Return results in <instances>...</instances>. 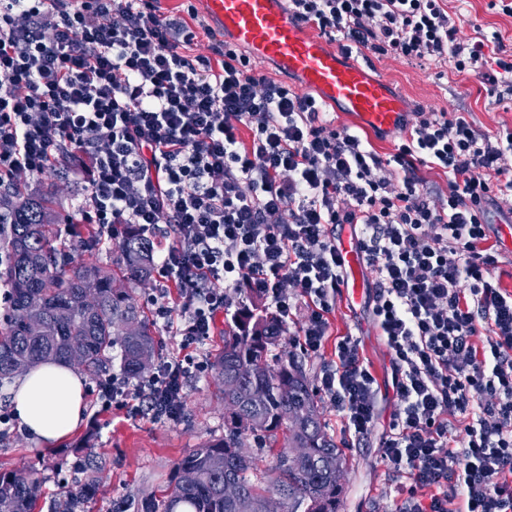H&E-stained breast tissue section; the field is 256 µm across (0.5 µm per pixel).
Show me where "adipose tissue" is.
<instances>
[{"label": "adipose tissue", "instance_id": "adipose-tissue-1", "mask_svg": "<svg viewBox=\"0 0 512 512\" xmlns=\"http://www.w3.org/2000/svg\"><path fill=\"white\" fill-rule=\"evenodd\" d=\"M86 380L60 362L39 363L10 389V405L21 430L43 448L56 446L84 419Z\"/></svg>", "mask_w": 512, "mask_h": 512}]
</instances>
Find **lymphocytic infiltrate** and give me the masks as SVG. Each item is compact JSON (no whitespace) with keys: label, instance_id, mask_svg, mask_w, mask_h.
Instances as JSON below:
<instances>
[{"label":"lymphocytic infiltrate","instance_id":"obj_1","mask_svg":"<svg viewBox=\"0 0 512 512\" xmlns=\"http://www.w3.org/2000/svg\"><path fill=\"white\" fill-rule=\"evenodd\" d=\"M287 2L343 52L448 64L512 96L501 35L464 38L443 0ZM196 37L159 0H0V184L67 157L88 183L83 223L154 239L169 224L176 238L157 273L184 300L181 322L163 301L155 317L180 351L149 377L98 380L103 409L178 420L186 376L204 366L192 349L245 294L282 324L305 303L298 344L319 354L344 280L336 227L351 224L399 401L381 439L412 479L399 512H512V291L492 276L486 219L512 204V130L490 137L464 113L419 111L386 158L216 34L208 54H186ZM424 166L447 175V193L425 188ZM317 392L355 437L374 430L375 378L353 338Z\"/></svg>","mask_w":512,"mask_h":512}]
</instances>
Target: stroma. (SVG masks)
Instances as JSON below:
<instances>
[{"label":"stroma","mask_w":512,"mask_h":512,"mask_svg":"<svg viewBox=\"0 0 512 512\" xmlns=\"http://www.w3.org/2000/svg\"><path fill=\"white\" fill-rule=\"evenodd\" d=\"M449 11L460 18L464 37L476 31L499 32L512 48V16L493 8L492 0H446ZM368 61L388 76L407 108L427 112H463L482 134L493 136L512 128V102H495L487 87L473 75H460L448 67H419L406 60L365 51ZM29 191H49L53 207L64 213L87 193V183L71 166L60 161L56 168L23 179ZM350 336L359 344L361 356L377 380L380 415L375 432L358 440L345 429V419L331 403H324V418L342 448L348 471L343 482L339 512H394L409 486L406 474L382 458L381 433L387 429L398 403L392 386L389 356L370 316L365 300L336 295V310L330 317L325 346L319 356L304 357L309 381H316L323 363L333 361L338 340ZM95 380H87L84 420L70 437L47 451L35 449L19 429H10L0 440V471L37 472L39 497L36 512H57L70 487L84 483L83 461L94 456L101 467L93 494V512H137L142 500L160 495L175 466L190 450L224 435V404L214 371L191 375L184 386V409L175 422H153L130 417L125 411L100 412L93 394Z\"/></svg>","instance_id":"1"}]
</instances>
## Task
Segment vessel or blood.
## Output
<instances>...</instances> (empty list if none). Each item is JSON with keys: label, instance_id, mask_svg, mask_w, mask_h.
Instances as JSON below:
<instances>
[{"label": "vessel or blood", "instance_id": "obj_1", "mask_svg": "<svg viewBox=\"0 0 512 512\" xmlns=\"http://www.w3.org/2000/svg\"><path fill=\"white\" fill-rule=\"evenodd\" d=\"M210 27L252 57L276 62L298 75L303 89L316 92L336 114L386 134L399 132L405 106L389 79L370 65L347 60L343 52L313 35L290 16L283 0H203ZM350 275L343 286L359 296L363 256L353 237L336 244Z\"/></svg>", "mask_w": 512, "mask_h": 512}]
</instances>
